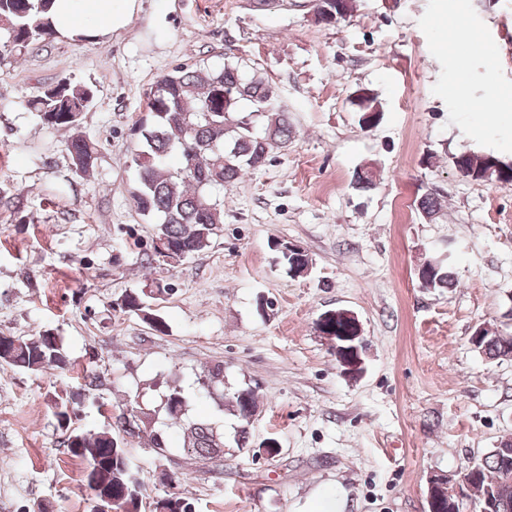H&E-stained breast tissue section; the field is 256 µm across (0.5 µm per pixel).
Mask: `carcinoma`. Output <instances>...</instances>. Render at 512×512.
<instances>
[{"mask_svg": "<svg viewBox=\"0 0 512 512\" xmlns=\"http://www.w3.org/2000/svg\"><path fill=\"white\" fill-rule=\"evenodd\" d=\"M54 0H0V56L26 49L55 37L48 13ZM340 19L356 10L357 0H331L325 4ZM94 91L87 85L62 81L49 87L27 103L41 120L56 128L75 129L92 105ZM359 124L369 128L382 119L380 105L373 94L355 103ZM139 146L135 162L133 199L140 211L158 219L160 233L174 247L168 255L176 264L207 250L224 223V201L218 192L232 185L246 171L262 166L269 148L291 142L293 130L288 111L277 89L261 76L245 75L238 64L227 62L220 69L180 65L163 75L149 90L145 115L136 123ZM67 150L75 173L85 175L93 167L96 148L87 139L76 136ZM456 170L474 181L496 180L512 184V163L494 155L461 152L452 156ZM375 186V172L365 165L356 171L353 187L362 192ZM423 220H433L441 210L438 198L423 193L416 205ZM285 243L276 244L279 260L292 275L306 272L307 260L286 256ZM424 288H450L454 280L449 267L434 259L425 260L418 269ZM171 288L152 282L139 291L125 294L118 306L142 317L150 329L162 332L165 320L151 308L149 300H162ZM477 350L490 360L512 356V336L483 331ZM0 361L11 368L32 372L64 370L69 356L63 340L52 329L36 336H14ZM201 388L219 398L218 406L229 405L233 415L244 423L245 414L259 406L250 387L235 390L224 398V365L206 367L199 377ZM54 415L65 430L62 441L72 457L88 469L87 489L97 512L104 500H112L113 512H141L144 481L139 470L130 465L124 442L126 435L149 434L156 454L167 451L163 433L155 429L156 419H164L183 429L180 447L200 460L209 461L224 452V433L211 420L186 418L187 397L177 383L167 385L160 409L135 406L137 413L127 414V407L116 408L109 427L87 433L74 427L78 416L77 401L70 394H56ZM478 477L472 484L478 498L486 489L505 477H512V453L489 451ZM159 512H190L177 497L156 503Z\"/></svg>", "mask_w": 512, "mask_h": 512, "instance_id": "carcinoma-1", "label": "carcinoma"}]
</instances>
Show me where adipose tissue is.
<instances>
[{
    "instance_id": "adipose-tissue-1",
    "label": "adipose tissue",
    "mask_w": 512,
    "mask_h": 512,
    "mask_svg": "<svg viewBox=\"0 0 512 512\" xmlns=\"http://www.w3.org/2000/svg\"><path fill=\"white\" fill-rule=\"evenodd\" d=\"M130 12L125 0H56L53 23L63 35H97L123 26Z\"/></svg>"
}]
</instances>
